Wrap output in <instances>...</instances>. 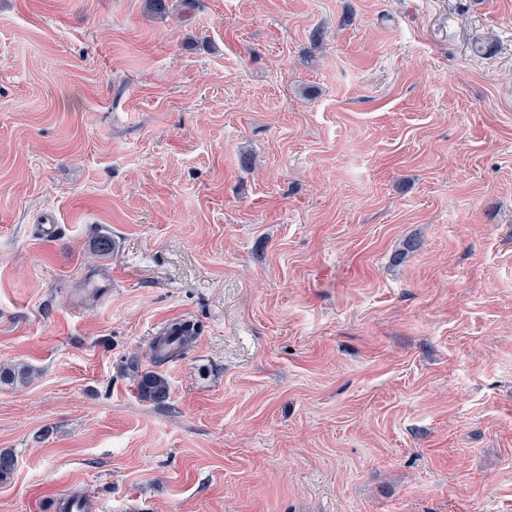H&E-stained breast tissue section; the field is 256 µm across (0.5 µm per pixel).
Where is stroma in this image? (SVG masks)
I'll use <instances>...</instances> for the list:
<instances>
[{
	"mask_svg": "<svg viewBox=\"0 0 512 512\" xmlns=\"http://www.w3.org/2000/svg\"><path fill=\"white\" fill-rule=\"evenodd\" d=\"M166 5L0 0V512H512V0ZM192 340V333L182 323H175L159 336L151 347L155 359L165 360L180 353ZM137 390L144 399L155 402L164 401L169 394L166 379L153 371L141 374L137 380Z\"/></svg>",
	"mask_w": 512,
	"mask_h": 512,
	"instance_id": "35a3bbf8",
	"label": "stroma"
}]
</instances>
